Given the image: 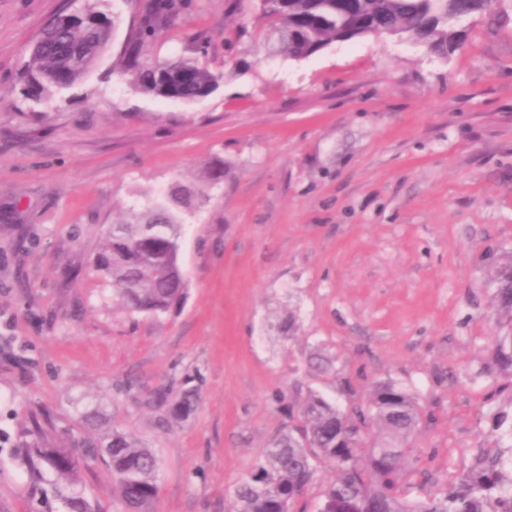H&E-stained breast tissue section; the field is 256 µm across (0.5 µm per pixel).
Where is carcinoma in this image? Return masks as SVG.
Here are the masks:
<instances>
[{"instance_id": "1", "label": "carcinoma", "mask_w": 512, "mask_h": 512, "mask_svg": "<svg viewBox=\"0 0 512 512\" xmlns=\"http://www.w3.org/2000/svg\"><path fill=\"white\" fill-rule=\"evenodd\" d=\"M105 0H88L78 13H61L43 29L21 79L27 96L44 101L71 87L97 64L117 17L103 10ZM268 19L270 52L302 60L336 41L343 31L361 34L387 28L409 34L419 24L428 48L441 55L459 44L458 22L470 0H258ZM175 0H148L146 17L130 42L120 75L133 88L155 97L195 102L211 94L223 78L192 58H149L144 43L171 25ZM205 199L197 187L175 185L157 196L131 222L112 224L92 260L93 269L129 310L156 317L166 314L185 291L177 260L186 216ZM492 302L507 314V334L496 337L486 436L494 445L478 448L467 466L435 489L433 477L405 467L409 441L430 418L417 394L393 380L378 381L365 401L352 387L340 407L317 392L291 412L286 425L254 462L246 482L232 491L230 512H293L312 483L317 466L327 465L332 480L321 490L315 512H512V251L503 253L491 281ZM334 360L315 351L307 360L313 375L333 371ZM36 460L64 482L78 480L89 458L112 469L122 512H150L157 498L159 461L118 430L104 441L86 439L75 448L34 444Z\"/></svg>"}]
</instances>
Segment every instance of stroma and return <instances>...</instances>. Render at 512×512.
I'll return each instance as SVG.
<instances>
[{
	"label": "stroma",
	"mask_w": 512,
	"mask_h": 512,
	"mask_svg": "<svg viewBox=\"0 0 512 512\" xmlns=\"http://www.w3.org/2000/svg\"><path fill=\"white\" fill-rule=\"evenodd\" d=\"M84 0H0V512H120L112 470L71 485L21 452L68 447L83 408L160 462L152 512H228L286 421L285 402L340 400L392 379L435 420L409 466L446 477L487 430L483 371L499 334L486 288L512 249V0L440 56L389 36L269 58L264 22L231 0H184L144 48L222 80L188 104L121 79L146 0H110L106 54L63 94L28 99L44 26ZM223 183L182 234L185 297L163 317L124 309L89 270L106 227L170 185ZM293 321L291 333L280 326ZM335 375L305 376L316 343ZM198 391L185 416L153 391Z\"/></svg>",
	"instance_id": "35a3bbf8"
}]
</instances>
